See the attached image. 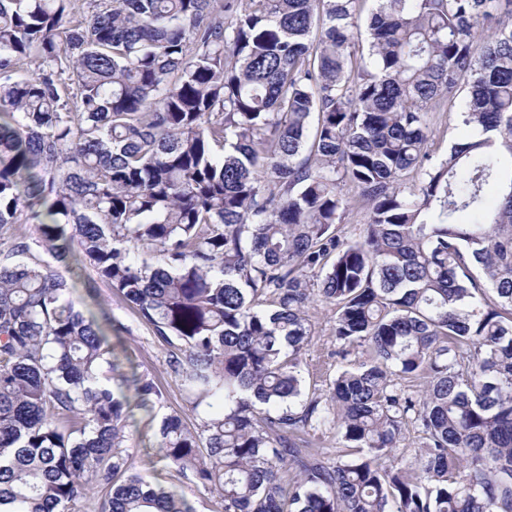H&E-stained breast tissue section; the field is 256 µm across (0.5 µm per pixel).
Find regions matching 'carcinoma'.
<instances>
[{
	"mask_svg": "<svg viewBox=\"0 0 512 512\" xmlns=\"http://www.w3.org/2000/svg\"><path fill=\"white\" fill-rule=\"evenodd\" d=\"M365 2L0 0V512H192L122 448L163 392L77 306L98 281L218 405L158 455L224 512H512V25L374 0L363 47ZM462 85L482 138L435 160ZM317 300L369 360L302 401Z\"/></svg>",
	"mask_w": 512,
	"mask_h": 512,
	"instance_id": "1",
	"label": "carcinoma"
}]
</instances>
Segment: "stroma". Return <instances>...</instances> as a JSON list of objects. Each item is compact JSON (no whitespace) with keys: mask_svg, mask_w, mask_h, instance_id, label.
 <instances>
[{"mask_svg":"<svg viewBox=\"0 0 512 512\" xmlns=\"http://www.w3.org/2000/svg\"><path fill=\"white\" fill-rule=\"evenodd\" d=\"M465 97V88H458L449 94L443 111L434 114L432 143L436 155H445L451 144L468 137V128L456 118ZM98 299L104 311L124 326L123 332L113 336V345L125 350L137 375L152 379L164 393L163 400L154 410L155 422H147L146 418L141 417L129 430L126 446L135 460L136 472L150 482L177 485L190 500L195 512H224L218 495L193 476L183 475L175 466L159 461L156 455L155 434L159 420L178 413L183 416L188 428L200 431L210 413L207 402L197 401L184 390L169 368V345L155 336L152 327L141 319L120 292L102 284L98 287ZM309 318L314 336L304 351L301 365L302 395L306 398L328 389L344 363H359L364 359L359 351L344 361L337 358L336 341L332 334L335 314L331 306L315 303L309 311Z\"/></svg>","mask_w":512,"mask_h":512,"instance_id":"1","label":"stroma"}]
</instances>
